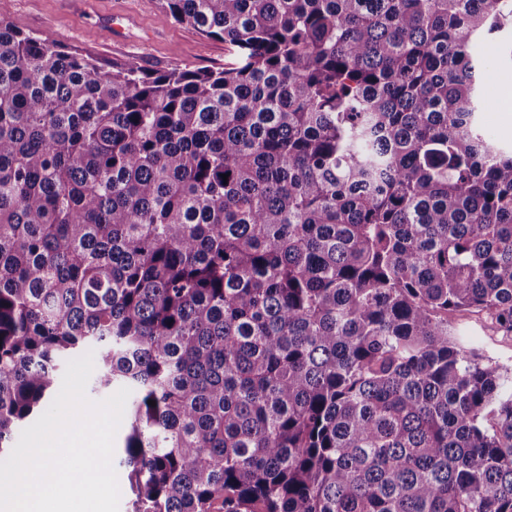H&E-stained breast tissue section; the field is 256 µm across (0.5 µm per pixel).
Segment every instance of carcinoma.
Listing matches in <instances>:
<instances>
[{
  "label": "carcinoma",
  "mask_w": 512,
  "mask_h": 512,
  "mask_svg": "<svg viewBox=\"0 0 512 512\" xmlns=\"http://www.w3.org/2000/svg\"><path fill=\"white\" fill-rule=\"evenodd\" d=\"M159 2L224 66L0 20V456L93 348L133 512H512L509 377L449 321L512 333V0ZM512 32L496 33L480 44L481 55L491 64L482 77V93L489 107L477 114V122L481 130L501 144L511 143L512 136L506 138L505 132H512V103L499 93V86L508 83L512 86ZM506 87L503 92L511 101L512 90ZM508 112H505V111Z\"/></svg>",
  "instance_id": "1"
}]
</instances>
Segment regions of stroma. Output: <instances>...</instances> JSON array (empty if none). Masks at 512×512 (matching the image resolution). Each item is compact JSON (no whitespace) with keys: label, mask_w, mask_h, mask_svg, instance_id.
Returning a JSON list of instances; mask_svg holds the SVG:
<instances>
[{"label":"stroma","mask_w":512,"mask_h":512,"mask_svg":"<svg viewBox=\"0 0 512 512\" xmlns=\"http://www.w3.org/2000/svg\"><path fill=\"white\" fill-rule=\"evenodd\" d=\"M0 19L48 44L78 49L107 67L133 62L147 70H194L224 64L223 41L162 21L158 0H0ZM479 51L490 66L482 78L487 106L477 122L501 142L512 132V104L499 93L501 84L512 85V35L495 34ZM452 330L484 362L512 372V333L499 329L485 313L455 315Z\"/></svg>","instance_id":"stroma-1"}]
</instances>
